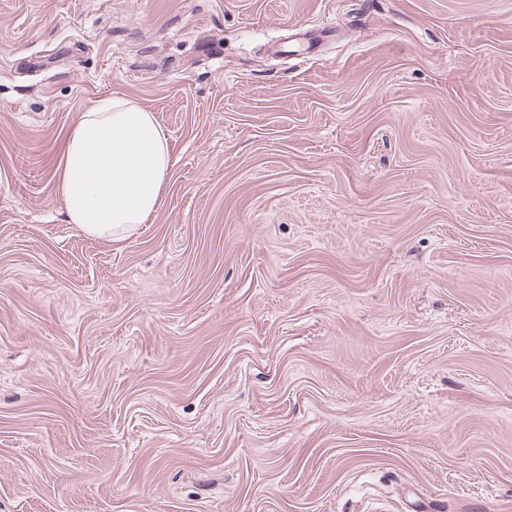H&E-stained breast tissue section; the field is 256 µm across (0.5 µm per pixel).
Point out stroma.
I'll return each instance as SVG.
<instances>
[{"label":"stroma","mask_w":512,"mask_h":512,"mask_svg":"<svg viewBox=\"0 0 512 512\" xmlns=\"http://www.w3.org/2000/svg\"><path fill=\"white\" fill-rule=\"evenodd\" d=\"M0 174V512H512V0H0ZM169 137L155 115L123 97L80 112L56 172L68 221L89 236L125 240L162 204Z\"/></svg>","instance_id":"stroma-1"}]
</instances>
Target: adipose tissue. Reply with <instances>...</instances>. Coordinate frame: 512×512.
Wrapping results in <instances>:
<instances>
[{"mask_svg": "<svg viewBox=\"0 0 512 512\" xmlns=\"http://www.w3.org/2000/svg\"><path fill=\"white\" fill-rule=\"evenodd\" d=\"M169 137L155 115L123 97L78 114L56 172L69 223L89 236L126 239L162 203Z\"/></svg>", "mask_w": 512, "mask_h": 512, "instance_id": "obj_1", "label": "adipose tissue"}]
</instances>
